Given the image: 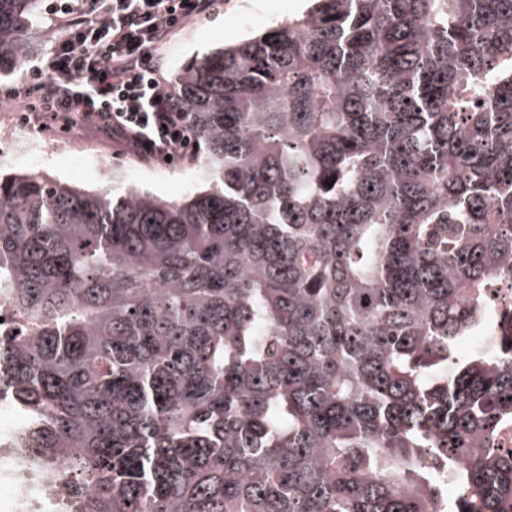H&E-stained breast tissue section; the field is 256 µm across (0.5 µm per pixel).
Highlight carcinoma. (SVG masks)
Instances as JSON below:
<instances>
[{
  "mask_svg": "<svg viewBox=\"0 0 512 512\" xmlns=\"http://www.w3.org/2000/svg\"><path fill=\"white\" fill-rule=\"evenodd\" d=\"M38 0H0V65ZM183 199L0 174V403L60 512H512V0H311L172 85ZM484 305L487 313L491 316V324L489 329L479 337L473 347L485 348L490 338L488 336H496L503 315H507L512 319V278L511 275L497 281L492 288H487Z\"/></svg>",
  "mask_w": 512,
  "mask_h": 512,
  "instance_id": "cac0c4a2",
  "label": "carcinoma"
}]
</instances>
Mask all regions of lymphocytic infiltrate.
<instances>
[{"mask_svg": "<svg viewBox=\"0 0 512 512\" xmlns=\"http://www.w3.org/2000/svg\"><path fill=\"white\" fill-rule=\"evenodd\" d=\"M58 0L63 30L45 69L1 95L41 122L94 125L118 135L143 157L196 150L194 131L163 76L162 51L216 0Z\"/></svg>", "mask_w": 512, "mask_h": 512, "instance_id": "obj_1", "label": "lymphocytic infiltrate"}]
</instances>
